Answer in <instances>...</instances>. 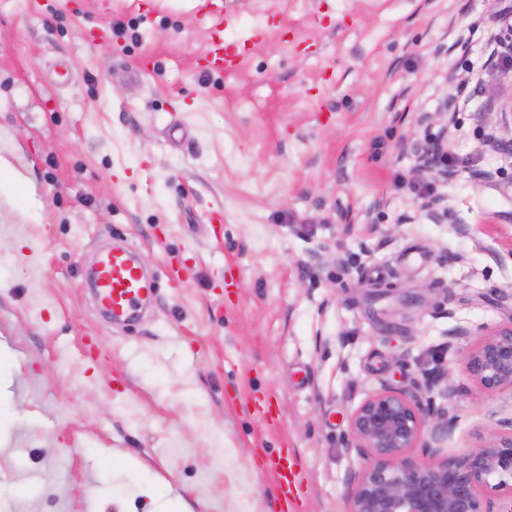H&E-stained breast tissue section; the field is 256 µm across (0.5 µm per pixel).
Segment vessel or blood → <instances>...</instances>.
Masks as SVG:
<instances>
[{"label": "vessel or blood", "mask_w": 512, "mask_h": 512, "mask_svg": "<svg viewBox=\"0 0 512 512\" xmlns=\"http://www.w3.org/2000/svg\"><path fill=\"white\" fill-rule=\"evenodd\" d=\"M205 70L226 74L229 70L223 38H215L206 51ZM94 286L99 305L116 321L129 320L149 290L131 248L115 246L101 250L94 269ZM278 489V512H291L292 501L299 492L297 475L283 459L270 463Z\"/></svg>", "instance_id": "1"}]
</instances>
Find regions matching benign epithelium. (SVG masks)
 I'll use <instances>...</instances> for the list:
<instances>
[{
  "label": "benign epithelium",
  "mask_w": 512,
  "mask_h": 512,
  "mask_svg": "<svg viewBox=\"0 0 512 512\" xmlns=\"http://www.w3.org/2000/svg\"><path fill=\"white\" fill-rule=\"evenodd\" d=\"M458 110V98L447 96L438 113L442 136L417 146V171L446 182L457 176L442 160ZM420 208L435 224L457 223L442 197H429ZM464 366L481 388L512 390V321L484 334L465 353ZM443 380L427 376L414 391L384 384L351 413L350 450L367 462L348 479L344 512H512V434L459 454L443 451L448 419L423 403L425 392H448Z\"/></svg>",
  "instance_id": "obj_1"
}]
</instances>
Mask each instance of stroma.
I'll return each instance as SVG.
<instances>
[{
    "label": "stroma",
    "mask_w": 512,
    "mask_h": 512,
    "mask_svg": "<svg viewBox=\"0 0 512 512\" xmlns=\"http://www.w3.org/2000/svg\"><path fill=\"white\" fill-rule=\"evenodd\" d=\"M219 2L209 78L208 0H0V512H274L284 448L297 512H344L350 413L427 375L448 452L512 426L461 364L512 319V0ZM449 94L444 182L415 146ZM115 239L155 282L131 323L88 289ZM204 60L205 70L210 74L224 75L231 70L226 58L224 40L220 35L213 40L207 49ZM420 208L433 223H457L454 211L448 206L443 197H428L421 203Z\"/></svg>",
    "instance_id": "1"
}]
</instances>
